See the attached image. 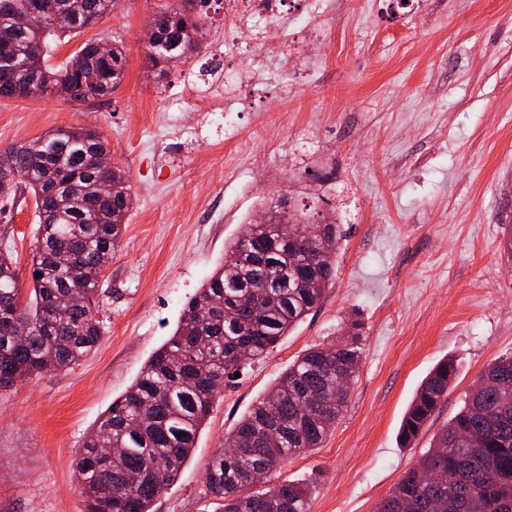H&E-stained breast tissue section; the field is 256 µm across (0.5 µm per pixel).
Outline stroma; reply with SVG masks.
I'll return each mask as SVG.
<instances>
[{
    "instance_id": "1",
    "label": "stroma",
    "mask_w": 512,
    "mask_h": 512,
    "mask_svg": "<svg viewBox=\"0 0 512 512\" xmlns=\"http://www.w3.org/2000/svg\"><path fill=\"white\" fill-rule=\"evenodd\" d=\"M165 0H122L81 34L51 41L57 67L86 41H122L123 79L85 101L0 97V152L90 127L130 180L134 205L101 278L98 348L62 371L0 390V512H84L73 461L100 416L173 334L187 301L263 200L337 226L336 276L321 304L218 397L153 512H216L205 465L289 364L358 322L362 357L321 448L280 473L312 487L311 512H375L426 452L491 360L512 356V0H350L317 38L293 0L265 41L266 68L224 58L233 85L185 98L186 65L157 76L145 25ZM234 100V132L214 110ZM31 192L0 198V244L33 288ZM457 374L412 447L398 439L423 379Z\"/></svg>"
}]
</instances>
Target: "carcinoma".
Instances as JSON below:
<instances>
[{"label": "carcinoma", "instance_id": "1", "mask_svg": "<svg viewBox=\"0 0 512 512\" xmlns=\"http://www.w3.org/2000/svg\"><path fill=\"white\" fill-rule=\"evenodd\" d=\"M120 0H0V52L18 57L0 64V97L38 96L57 90L73 100L108 94L122 79L124 48L112 44L100 57L95 43L76 54L80 70L59 68L40 57L31 71L24 49L35 40L47 47L51 33H79L115 9ZM211 0H185L156 14L159 37L146 58L157 74L197 51L192 34L211 21ZM41 7L44 27L33 32L22 19ZM9 167L0 168L8 192L24 187L36 198L33 298L22 300L17 267L0 250V389L47 371L67 368L99 345L101 276L133 206L126 172L111 163L102 134L59 129L12 146ZM111 182L103 197L98 183ZM270 222L249 224L224 247V263L184 306L172 336L138 377L103 413L74 460L86 512H151L195 445L217 396L249 361L272 351L321 301L335 274L336 225L306 235L305 215L267 207ZM79 293L84 304L67 305ZM360 353L338 340L305 351L228 434L209 459L206 484L222 502L219 512H310L309 488L276 481L289 458L321 447L346 409ZM456 375L453 360L436 366L405 415L399 442L411 446L445 400ZM282 432L271 444L267 431ZM438 469L424 483L419 473ZM267 471L264 488L250 475ZM143 474L129 486L127 475ZM467 512H512V357L490 362L466 394L460 411L432 438L417 467L405 471L375 512H448V500Z\"/></svg>", "mask_w": 512, "mask_h": 512}]
</instances>
